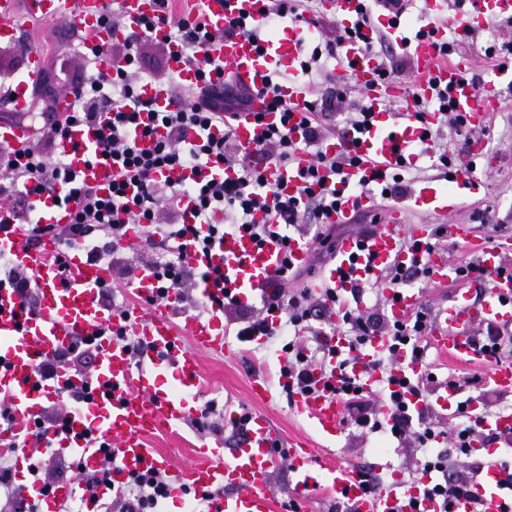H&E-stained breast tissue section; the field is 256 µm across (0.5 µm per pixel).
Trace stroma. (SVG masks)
<instances>
[{
  "label": "stroma",
  "instance_id": "obj_1",
  "mask_svg": "<svg viewBox=\"0 0 512 512\" xmlns=\"http://www.w3.org/2000/svg\"><path fill=\"white\" fill-rule=\"evenodd\" d=\"M20 41L10 51L0 54V73L26 67L29 49L39 50L46 70L61 79L71 81L84 73V63L77 51L81 40L64 22H39L24 17L20 20ZM512 42V22H496L477 32L474 40L460 41L457 52L474 56V73L487 77L494 69V60L485 57L483 50L492 44ZM502 108L491 118L484 138L489 150L488 160H472L466 136L445 129L444 139L450 152L461 161H474L476 175L482 186L478 194L463 193L454 215L456 221L472 224L481 240L499 241L512 237V89L498 86ZM278 370L275 346H233L221 353L203 356L200 385L203 399H217L226 409L240 413L257 411L258 406L248 395V382L257 372L268 375ZM266 413L282 440L302 437L320 448V463L342 462L367 467L385 479L407 476L419 459L413 445L396 446L387 437L374 434L359 435L345 430L336 441L325 440L314 427L289 407L285 397L267 407Z\"/></svg>",
  "mask_w": 512,
  "mask_h": 512
}]
</instances>
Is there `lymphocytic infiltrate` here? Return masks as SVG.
Segmentation results:
<instances>
[{
    "instance_id": "obj_1",
    "label": "lymphocytic infiltrate",
    "mask_w": 512,
    "mask_h": 512,
    "mask_svg": "<svg viewBox=\"0 0 512 512\" xmlns=\"http://www.w3.org/2000/svg\"><path fill=\"white\" fill-rule=\"evenodd\" d=\"M262 27H255L246 19L228 21L222 31H212L202 15L175 12L173 0H158L155 17L143 20L123 46L125 52L113 56L112 68L103 71L95 66L96 47L86 46L84 56L90 66L86 75L73 82L72 110L56 117L51 129V141L65 137L71 125L104 122L93 151L94 157L120 162L124 178L113 183L109 196H98L93 188L80 185L69 159L52 153L29 148L25 162H18L11 149L0 147V201L7 206L5 217L0 218V230L12 223L24 224L31 238L55 235L64 249L80 246L87 259L112 262L120 251L131 224L141 228V241L151 250L148 261L155 271L161 289L176 293L181 303H188L192 296L186 278V266L181 257L184 244H193L197 251L207 252L217 241L232 234H245L256 242L278 237L288 240L290 230L310 226V240L314 248L335 250L339 237L334 225L325 221L326 215L346 203L348 197H361L368 192L367 184H359L351 194H344L337 187H318L319 173L327 169L343 173L345 167L356 165V158L330 155L322 149L324 135L321 116L324 100L345 102L347 92L340 77L326 73L325 60L345 59L349 49L357 43L363 28L373 26V13L360 7L351 25H337L335 39L317 43L307 48L299 62V72L307 84L324 81L328 97L321 100L308 98L304 119L306 135L296 142L287 127L294 108L283 94L291 79L289 73L272 72L263 92L273 109L282 114V126L271 130L265 144L255 149L239 146L231 129L239 112L245 111L253 98L251 88L240 85L224 64L210 53L218 36L242 35L260 39L262 30L278 26L282 20L313 25V6L309 0H262ZM159 23L168 25L171 38L179 42L189 63L198 68L195 86L183 85L176 75H169L167 84L179 99L177 109L157 114L160 127L165 131L155 150L146 154L136 144L137 135H150V128L140 127L142 112L152 110L149 100L140 91L145 78H133L132 68L138 60V45L150 40L152 28ZM411 106L417 122H424L427 115H439L441 123L452 126L456 133H465L463 118L453 110V100L448 88H434L430 97L412 96ZM194 132V139H187V132ZM311 151L315 162L301 173L304 183L301 194L288 197L267 178L272 167H286L297 151ZM217 164L238 168L237 180L203 179V171ZM182 167L199 172L200 177L186 184H168L153 179L152 173L161 168ZM66 189L82 200L80 209L67 224H42L38 221L37 198L56 199L57 189ZM194 203L195 223H185L180 214L182 197ZM265 212L269 220L258 224L256 212ZM447 227L435 225L429 239L403 238L404 249L417 252L418 260L399 266L387 273L390 288L401 292L403 286L414 279H426L424 253L437 247L446 239ZM62 253L55 255L62 277H69L70 269ZM277 279L270 293L262 300L261 308L240 302L224 286V275L218 270H199V282L210 287V306L220 310L236 311L241 326L239 340L250 342L252 337H290V347L279 362L277 374L287 400L309 397L317 388L316 370L336 365L340 375L336 395L343 400L347 411L341 423L362 433L384 432L398 442H416L423 460L410 475L408 486H419L425 498L433 502L432 512H455V505L463 499L475 500L473 479L481 475L483 464L475 463L467 476L439 481V473L448 469L449 456H471V443L481 439L483 444L501 442L500 434L483 430L480 420L474 419L472 403H485L490 393L484 377L475 375L465 379L448 380L447 386L459 400L450 412V425H441L434 414L436 408L430 399L433 375L426 361L429 342L427 330L431 324L430 308L419 307L404 322L391 320L387 312H369L360 306L363 283H355L349 297L338 296L335 289L315 292L306 285L290 287L296 274L288 261H281ZM334 311L340 317L339 333L347 344L336 357H329L323 345L318 344L319 329L315 325L318 312ZM278 313L277 323H269V313ZM391 336L389 348L372 363L378 381L374 392L364 391L359 380L351 374L357 361V352L375 333ZM416 364V371L398 376L393 364L399 354ZM17 417L10 399L0 394V493L4 494L11 512H40L39 497L22 496L15 488L14 456L23 448L39 447L49 434L66 431L64 414L35 415L29 434L14 433ZM449 438L451 449L434 451L432 445L440 438ZM83 440L89 447L98 449L106 464L97 470L80 471L81 500L92 502L96 512H157L158 507L170 496V481L165 472L147 470L129 475L124 496L105 498L103 486L111 481L109 461L116 455L115 448L105 441L94 428H87Z\"/></svg>"
}]
</instances>
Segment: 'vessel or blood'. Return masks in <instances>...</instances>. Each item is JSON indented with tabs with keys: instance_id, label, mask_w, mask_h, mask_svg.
Instances as JSON below:
<instances>
[{
	"instance_id": "vessel-or-blood-1",
	"label": "vessel or blood",
	"mask_w": 512,
	"mask_h": 512,
	"mask_svg": "<svg viewBox=\"0 0 512 512\" xmlns=\"http://www.w3.org/2000/svg\"><path fill=\"white\" fill-rule=\"evenodd\" d=\"M188 5H201L210 24L223 25L225 19L244 16L252 21L261 19V0H187ZM124 21L107 26L102 22L104 0H0V43H14L18 33V17L26 15L38 21L66 22L76 26L90 43L108 47L112 42L127 38L137 30L139 22L154 16L157 0H119ZM384 10L375 26L362 31V43L348 52L352 70L363 93L374 109V124L361 134L344 129L336 132L325 143L328 152L358 157L357 166L348 168V181H357L373 172H388L417 164L418 155L412 145L423 134L425 127L407 113L398 111L396 102L405 99L404 86L386 81L378 74V63L365 51L366 43L374 41L378 33L407 50L413 59L420 95H430L431 82L448 86L455 100L456 112L463 115L472 130H483L489 116L502 103L493 85L477 87L467 77L472 67L469 56L442 59L439 48L448 39L446 26H438L432 35L407 39L401 25V0H385ZM512 22V0H480L477 9L470 12L457 28L468 35L493 22ZM151 35L154 40L168 44V67L177 73L184 85L196 84V67L186 59L181 45L171 42L166 25H156ZM301 30L289 28L283 34L257 47L251 39L237 36L218 42L215 49L235 78L255 94L249 111L239 114L232 128L234 140L242 147L252 148L259 143L269 128L278 126L281 114L270 106L261 88L274 66L293 67L298 55ZM43 66L39 50L28 57L26 75L14 85L9 104L14 111H27L30 105V83ZM142 96L152 101L155 109L172 110L177 106L163 84L144 85ZM100 131L94 124L77 125L67 137L55 146L56 155L69 158L80 183L95 187L100 193H109L112 183L120 177V170L107 161H88L75 153L74 145L94 146ZM34 135L32 126L22 122L0 123V145L22 152ZM313 163L308 151L296 154L290 166L270 169L268 176L278 184L283 194L300 193L299 174ZM410 199L415 206L448 214L456 208L453 193L422 188L412 191ZM80 198H72L67 205L41 207V221L45 224H66L80 208ZM426 239L431 235L427 224L411 225L407 210L402 206L387 209L380 225L362 240L346 239L336 247V257L322 269L318 286L335 288L345 294L354 281L369 280L377 287L387 288L386 270L407 264L408 253L402 249L405 236ZM448 237L466 248L479 259L487 276L481 279V298L471 302L461 295L439 306L429 331L430 345L441 355L455 362L481 358V344L473 336L475 328L492 327L512 333V273H499L504 254L512 252V242L503 241L494 247L475 240L470 225L452 224ZM58 249L54 237L44 236L30 241L19 226L0 232V253L8 255L14 268L33 273L36 282L34 312L19 311L21 299L10 288H0V393L11 396L17 411L23 415L41 413L46 404L58 401V389L71 383L81 390L85 382L101 386L93 402L82 405L69 415V430L53 437V445L72 450L83 469H96L101 456L87 448L82 434L87 427H95L104 439L117 447L112 466L111 491L122 495L130 472L153 468L165 471L174 494L186 490L210 494L207 512H274L270 493V475L279 462L274 450L278 438L264 414L252 415L243 446L225 451L223 446L191 449L179 462L148 448L146 437L159 430L174 431L194 414L198 396L196 381L201 371L203 353L221 351L229 341L224 334V314L213 310L206 314H192L181 309L175 298H159L157 279L153 268H136L127 283L136 298L126 313L114 312L101 297L103 286L111 282L109 265L87 260L80 250H71L67 261L70 279H63L58 265L51 257ZM288 255L291 264L306 268L310 262V245L305 240L292 241L283 247L279 238H269L256 245L249 236H228L212 251L202 254L193 246H184L182 256L193 267L220 268L228 279L229 290L241 302H248L257 293L272 285L281 255ZM428 278L437 287L447 286L454 273L445 249L433 248L426 257ZM418 293L405 291L392 302L389 315L403 322L420 306ZM123 325L126 332L143 344L140 358H133L125 344L112 338L99 340L97 363L89 380L72 379L70 373L58 367L56 360L68 349L76 337L90 336L103 325ZM390 345L387 334L371 336L359 354L353 373L361 379L364 388L377 381L370 369L372 361ZM55 364L51 376L37 374L38 362ZM489 376L497 390H512V360L489 361ZM322 383L308 398L298 399L297 412L308 419L328 440H335L341 431L343 404L332 393L337 385L336 375L323 372ZM250 394L258 403L272 405L277 393L268 376L252 377ZM288 462L297 475L293 495L305 501L315 491L322 490L346 499L354 512H429L431 505L415 487H403L400 481L381 487L378 491L366 488L358 468L330 463L316 465L313 449L296 442L288 450ZM477 503L460 500L459 512H504L512 492L503 489L496 472H488L474 483Z\"/></svg>"
}]
</instances>
